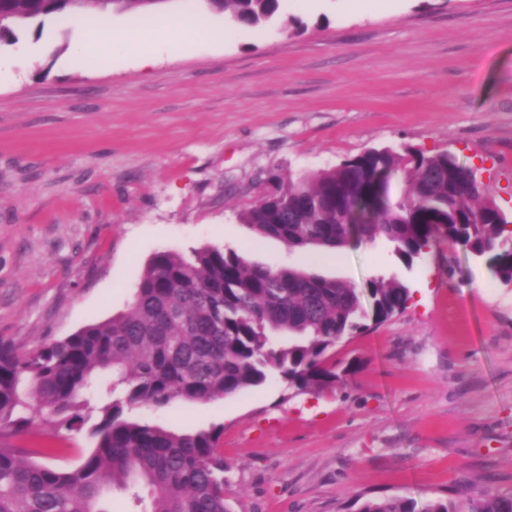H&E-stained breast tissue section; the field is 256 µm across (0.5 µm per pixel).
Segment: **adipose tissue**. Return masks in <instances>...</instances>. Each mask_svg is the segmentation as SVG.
<instances>
[{
    "instance_id": "1",
    "label": "adipose tissue",
    "mask_w": 512,
    "mask_h": 512,
    "mask_svg": "<svg viewBox=\"0 0 512 512\" xmlns=\"http://www.w3.org/2000/svg\"><path fill=\"white\" fill-rule=\"evenodd\" d=\"M225 31L213 27L203 15H175L154 24L130 22L121 29L100 20L88 26V38L75 47L78 60L88 63L102 61L107 64L134 59L141 67H153L175 43L204 39L220 42Z\"/></svg>"
}]
</instances>
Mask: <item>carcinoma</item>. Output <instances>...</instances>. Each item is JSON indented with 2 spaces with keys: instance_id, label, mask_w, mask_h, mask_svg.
Masks as SVG:
<instances>
[{
  "instance_id": "1",
  "label": "carcinoma",
  "mask_w": 512,
  "mask_h": 512,
  "mask_svg": "<svg viewBox=\"0 0 512 512\" xmlns=\"http://www.w3.org/2000/svg\"><path fill=\"white\" fill-rule=\"evenodd\" d=\"M165 0H0V41L52 15L136 12ZM234 24L272 21L279 0H205ZM400 176L404 194L388 197ZM243 209L260 237L291 249L351 244L345 217L367 220L357 244L384 240L410 267L441 242L487 258L512 282V217L486 194L476 172L447 151L369 148L336 167L283 181ZM371 300L366 309L364 297ZM397 276H374L359 289L300 268L273 270L233 250L203 246L188 260L160 250L147 261L129 309L31 351L0 341V436L25 431L27 412L57 417L58 428L90 429L95 446L71 469L33 460L42 448L0 443V512H111L107 487L125 492L137 512H230L224 500L222 428L173 432L136 415L175 401L208 403L278 378L299 391L334 388L358 366L336 371L328 352L344 337L407 308ZM357 512H512V493L428 500L368 498Z\"/></svg>"
}]
</instances>
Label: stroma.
<instances>
[{
	"mask_svg": "<svg viewBox=\"0 0 512 512\" xmlns=\"http://www.w3.org/2000/svg\"><path fill=\"white\" fill-rule=\"evenodd\" d=\"M184 13L207 15L223 42L173 48L148 71L75 61L71 21L17 30L27 54L0 71V340L28 351L127 311L161 249L217 246L358 288L394 274L407 308L336 345L339 366L360 365L336 388L274 378L140 417L222 427L231 512L512 493V283L460 245L408 268L387 242L291 250L240 220L271 175L406 146L453 153L512 212V0H280L258 28L168 0L107 19ZM0 442L54 447L58 468L93 447L40 418Z\"/></svg>",
	"mask_w": 512,
	"mask_h": 512,
	"instance_id": "obj_1",
	"label": "stroma"
}]
</instances>
